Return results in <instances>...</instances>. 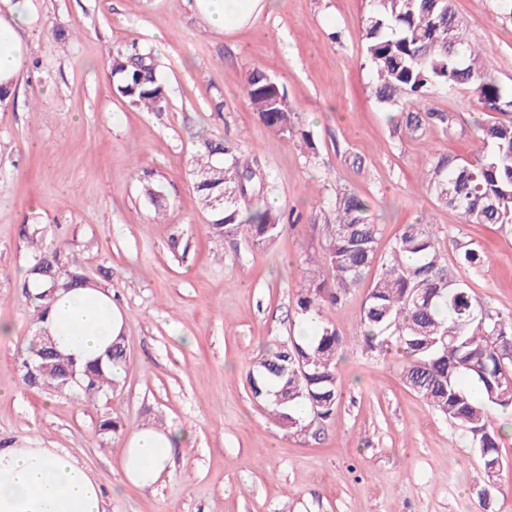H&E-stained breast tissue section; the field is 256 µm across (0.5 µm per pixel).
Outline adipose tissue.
<instances>
[{"label":"adipose tissue","instance_id":"1","mask_svg":"<svg viewBox=\"0 0 512 512\" xmlns=\"http://www.w3.org/2000/svg\"><path fill=\"white\" fill-rule=\"evenodd\" d=\"M30 0H11L0 16V84L11 85L24 63L17 27ZM210 26L230 29L248 23L266 0H197ZM57 345L85 363L100 357L122 332V315L112 293L82 288L59 293L44 321ZM172 457L169 436L153 428L133 431L124 450L126 479L151 486ZM0 512H105L98 480L59 448H0Z\"/></svg>","mask_w":512,"mask_h":512}]
</instances>
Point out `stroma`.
<instances>
[{"label":"stroma","mask_w":512,"mask_h":512,"mask_svg":"<svg viewBox=\"0 0 512 512\" xmlns=\"http://www.w3.org/2000/svg\"><path fill=\"white\" fill-rule=\"evenodd\" d=\"M512 88V17L502 0H453ZM369 0H274L251 22L216 30L196 0H31L21 33L26 58L0 105V445L61 448L96 475L106 512H512V434L488 481L472 438L404 386L399 358L350 345L339 356L334 419L308 432L283 429L252 396L250 365L275 337L304 333L294 300L337 190L379 218L378 259L405 225L429 218L449 260L454 240L487 260L459 268L477 304L512 313V231L463 223L422 182L433 154L473 156L483 114L470 89H436L455 133L394 131L370 97L361 20ZM152 46L169 88L162 112H141L112 93L108 54ZM282 84L314 147L266 128L252 111L247 77ZM221 96L222 111L211 100ZM247 144L251 194L292 211L268 246L248 233L213 237L193 190L201 138ZM161 194L154 205L145 193ZM76 255L106 284L123 316L128 368L93 404L26 385L17 350L34 313L19 288L28 234ZM368 282L326 315L346 337L360 333ZM121 416L119 434L99 431ZM180 435L171 464L150 487L124 483L131 430Z\"/></svg>","instance_id":"1"}]
</instances>
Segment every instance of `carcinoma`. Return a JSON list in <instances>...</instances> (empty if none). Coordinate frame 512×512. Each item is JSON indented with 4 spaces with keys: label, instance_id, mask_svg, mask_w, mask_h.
Wrapping results in <instances>:
<instances>
[{
    "label": "carcinoma",
    "instance_id": "1",
    "mask_svg": "<svg viewBox=\"0 0 512 512\" xmlns=\"http://www.w3.org/2000/svg\"><path fill=\"white\" fill-rule=\"evenodd\" d=\"M362 40L373 75L371 94L384 107L404 106L391 117L397 130L416 137L425 127L439 125L453 133V116L430 107V91L436 86L473 88L488 116L480 136L486 151L472 160L436 153L424 182L436 203L459 213L463 223L512 229V119L498 118L512 114V89L491 79L483 53L472 44L452 0H371ZM109 67L117 98L145 112L166 109L167 91L152 48L136 43L115 46ZM246 94L264 126L277 134L298 133L283 86L265 71L249 74ZM298 134L303 145L313 148L308 132ZM242 153L241 147L223 140H204L193 173L210 180L193 187L210 217V234L233 237L245 227L254 245L261 247L280 235L282 213L247 200L252 174ZM225 190L235 198L222 210L208 208ZM333 214L335 219L322 228V255L309 260L296 298L297 313L318 320L314 336L271 341L249 371L253 397L281 426L300 433L308 428V415L314 420L335 416L340 399L337 357L346 339L325 319V309L338 304L371 272L380 234L368 205L345 190L336 194ZM29 239L32 256L21 288L33 307L36 334L17 351L22 377H27V363H42L45 369L36 387L92 403L120 386L111 370H125L126 352L113 344L104 365H81L61 350L47 353L48 336L42 335L40 323L54 292L84 287L88 279L70 252L45 248L35 230ZM456 249L460 266L484 262V256L466 243H456ZM361 325L360 345L371 352H401L404 384L439 415L478 436L477 452L488 480H493L501 454L488 406L512 410V314L475 305L468 283L448 267L429 221L407 225L396 238L370 283ZM73 369L80 371V387L69 382Z\"/></svg>",
    "mask_w": 512,
    "mask_h": 512
}]
</instances>
